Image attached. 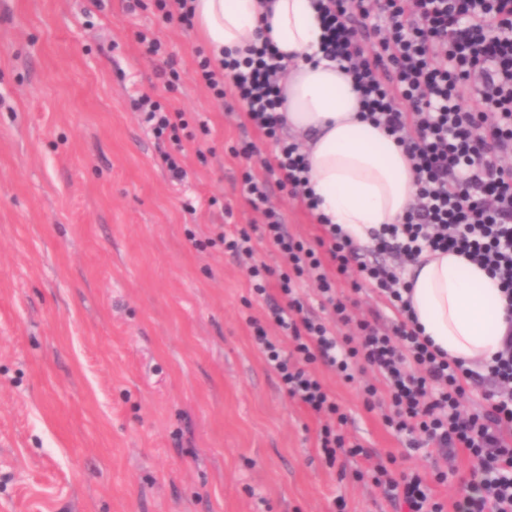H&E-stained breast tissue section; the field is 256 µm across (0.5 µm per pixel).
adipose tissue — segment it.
<instances>
[{
	"mask_svg": "<svg viewBox=\"0 0 512 512\" xmlns=\"http://www.w3.org/2000/svg\"><path fill=\"white\" fill-rule=\"evenodd\" d=\"M195 24L216 57L256 41L261 19L290 70L281 83L287 128L309 165L318 210L358 243L399 223L417 186L409 161L382 129L362 121L360 95L336 63L315 61L322 28L312 0H194ZM418 325L450 358L476 367L502 347L505 309L497 279L454 252L412 268Z\"/></svg>",
	"mask_w": 512,
	"mask_h": 512,
	"instance_id": "obj_1",
	"label": "adipose tissue"
}]
</instances>
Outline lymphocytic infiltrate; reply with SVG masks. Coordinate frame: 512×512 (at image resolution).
<instances>
[{
    "label": "lymphocytic infiltrate",
    "instance_id": "obj_1",
    "mask_svg": "<svg viewBox=\"0 0 512 512\" xmlns=\"http://www.w3.org/2000/svg\"><path fill=\"white\" fill-rule=\"evenodd\" d=\"M324 28L320 52L354 79L362 114L383 128L406 153L417 184L414 204L402 223L385 225L363 253L327 216L317 213L308 164L296 142L283 139L281 79L287 69L271 38L251 45L245 57L213 63L200 56L196 73L216 96L232 94L252 124L277 144L270 179L244 173L240 192L263 216V238L280 254L284 270L255 263L250 232L240 228L207 239L249 261L252 289L266 296L277 277L280 300L269 303L267 320L249 318L253 339L275 371L281 391L327 418L318 446L328 465L338 456L365 454L345 432L348 417L333 400L315 365L350 379L363 364L376 375L364 389L366 403L385 396L388 427L407 435L408 447L432 442L449 459L468 457L464 495L452 507L435 499L416 474H394L382 459L371 462L374 483L407 512H512V398L487 396L478 414L462 411L461 400L475 380L465 362L448 359L421 339L406 297V265L426 252H457L498 279L512 321V0H365L361 11L346 0H315ZM142 120L159 141L180 144L189 122L184 113L143 97ZM278 186L317 214L323 234L307 243L289 234L270 203ZM356 271L354 289L371 288L395 320L380 312L353 319L336 297L334 277ZM312 284L331 307L335 323L306 316L301 293ZM355 332L337 336L336 324ZM286 333L280 346L269 326Z\"/></svg>",
    "mask_w": 512,
    "mask_h": 512
}]
</instances>
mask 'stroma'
Wrapping results in <instances>:
<instances>
[{"instance_id": "obj_1", "label": "stroma", "mask_w": 512, "mask_h": 512, "mask_svg": "<svg viewBox=\"0 0 512 512\" xmlns=\"http://www.w3.org/2000/svg\"><path fill=\"white\" fill-rule=\"evenodd\" d=\"M204 48L154 0H0V512H398L355 478L363 458L325 463L319 421L253 342L265 303L246 267L197 247L224 205L260 225L238 185L275 154L240 103L197 80ZM144 94L208 121L182 141L184 181L140 119ZM272 201L290 234L318 236L299 201ZM318 373L366 448L438 500L460 496L466 469L407 448L386 401L366 409L371 373Z\"/></svg>"}]
</instances>
